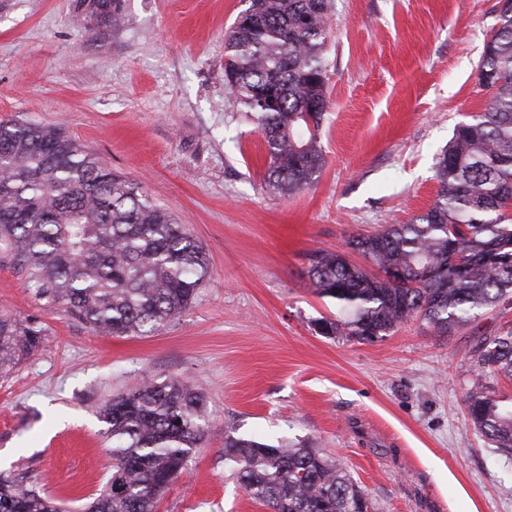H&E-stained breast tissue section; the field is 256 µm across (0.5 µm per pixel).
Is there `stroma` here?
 <instances>
[{"mask_svg": "<svg viewBox=\"0 0 512 512\" xmlns=\"http://www.w3.org/2000/svg\"><path fill=\"white\" fill-rule=\"evenodd\" d=\"M120 26L76 0H0V119L57 125L143 187L204 247L209 275L180 319L104 337L40 301L0 258V313L41 347L0 378L6 473L81 512L109 478L102 405L150 374L206 399L208 430L156 512H267L224 463V435L309 442L377 512H512V458L475 428L477 336L512 305L437 336L419 319L383 339L324 336L334 304L308 257L404 224L434 202L435 163L490 98L478 67L496 0H329L326 164L293 194L264 186L266 143L224 79L248 0H118Z\"/></svg>", "mask_w": 512, "mask_h": 512, "instance_id": "stroma-1", "label": "stroma"}]
</instances>
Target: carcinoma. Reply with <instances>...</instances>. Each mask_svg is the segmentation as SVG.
Returning a JSON list of instances; mask_svg holds the SVG:
<instances>
[{"label": "carcinoma", "mask_w": 512, "mask_h": 512, "mask_svg": "<svg viewBox=\"0 0 512 512\" xmlns=\"http://www.w3.org/2000/svg\"><path fill=\"white\" fill-rule=\"evenodd\" d=\"M329 0H249L225 36L224 75L254 113L267 144L266 186L292 194L319 174V140L329 105ZM87 13L117 24L119 7L93 0ZM478 84L485 112L457 126L435 164L433 205L407 224L348 238V250L310 255L309 286L336 303L324 336L381 339L419 318L449 336L478 313L512 303V12L497 15ZM0 245L35 295L61 305L104 336L155 333L191 308L207 274L202 246L61 128L0 121ZM363 256L377 272L348 259ZM401 274L400 281L391 274ZM35 322L0 314V374L42 342ZM474 425L512 457V403L483 390L488 376L512 379V329L480 336ZM112 436V474L88 512H155L188 469L205 436V404L180 380L145 377L100 409ZM224 463L248 495L271 512H373L342 463L303 445L275 446L224 435ZM59 503L0 475V512H59Z\"/></svg>", "instance_id": "carcinoma-1"}]
</instances>
